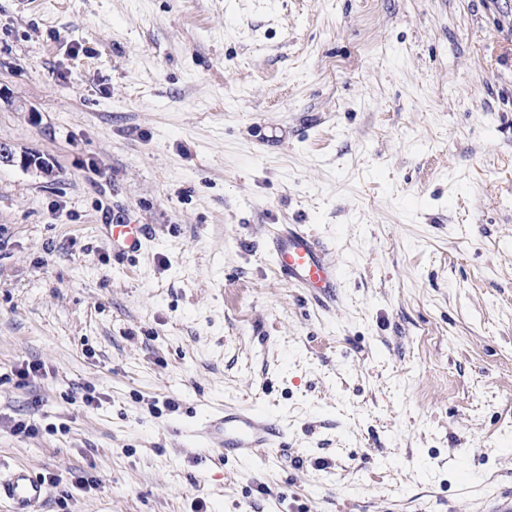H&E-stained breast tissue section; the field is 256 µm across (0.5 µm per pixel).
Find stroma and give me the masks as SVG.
Masks as SVG:
<instances>
[{
	"label": "stroma",
	"instance_id": "obj_1",
	"mask_svg": "<svg viewBox=\"0 0 512 512\" xmlns=\"http://www.w3.org/2000/svg\"><path fill=\"white\" fill-rule=\"evenodd\" d=\"M0 144L54 168L0 165V472L96 481L40 512L512 493V0H0ZM108 224L145 226L133 259ZM227 403L285 447L200 452ZM269 248L288 283L317 302L336 298L340 276L325 248L300 224H278L271 231Z\"/></svg>",
	"mask_w": 512,
	"mask_h": 512
}]
</instances>
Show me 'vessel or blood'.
I'll return each mask as SVG.
<instances>
[{
	"label": "vessel or blood",
	"instance_id": "obj_1",
	"mask_svg": "<svg viewBox=\"0 0 512 512\" xmlns=\"http://www.w3.org/2000/svg\"><path fill=\"white\" fill-rule=\"evenodd\" d=\"M107 232L121 253L132 255L140 250L141 240L135 225L111 224ZM268 241L276 266L290 285L320 303L335 299L339 271L313 235L297 224H279L271 231ZM191 435L201 452L248 459L258 451L278 447L283 433L259 409L227 406L206 413L194 425ZM45 497L44 482L26 469L17 468L0 476V502H9L11 512H37Z\"/></svg>",
	"mask_w": 512,
	"mask_h": 512
}]
</instances>
